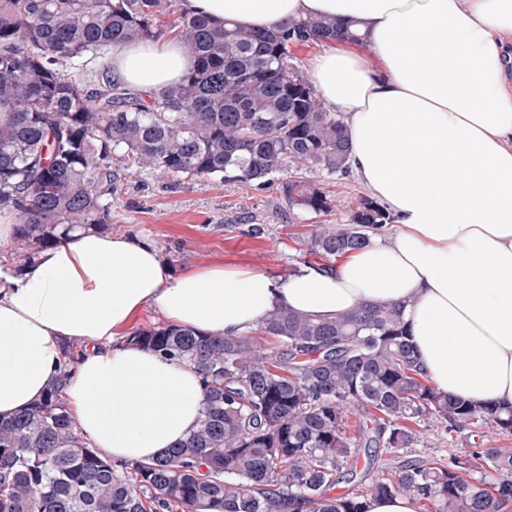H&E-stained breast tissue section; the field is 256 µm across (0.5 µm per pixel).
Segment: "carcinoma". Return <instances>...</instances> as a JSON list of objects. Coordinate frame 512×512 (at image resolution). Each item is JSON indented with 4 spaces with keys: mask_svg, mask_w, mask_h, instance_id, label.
Masks as SVG:
<instances>
[{
    "mask_svg": "<svg viewBox=\"0 0 512 512\" xmlns=\"http://www.w3.org/2000/svg\"><path fill=\"white\" fill-rule=\"evenodd\" d=\"M173 0H0V211L15 213L22 256L76 228L112 229V193L132 172L276 183L292 208L313 213L333 199L302 170L348 174L343 116L328 112L293 65L291 49L359 35L324 16L280 30L205 16L178 19L192 69L152 97L109 77L111 53L164 34ZM391 223L362 197L344 226L319 224L301 245L331 263L365 247ZM247 336L172 325L123 337L201 375L197 429L164 455H99L66 408L62 382L0 421V512H363L370 496L404 494L425 512H512V448L448 458L409 451L415 426H487L512 436V410L446 396L413 356L399 305L311 318L271 311ZM358 416L346 432L347 413ZM397 455L392 477L357 472L362 451ZM343 482L349 489L333 495Z\"/></svg>",
    "mask_w": 512,
    "mask_h": 512,
    "instance_id": "1",
    "label": "carcinoma"
}]
</instances>
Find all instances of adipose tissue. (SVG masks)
Returning a JSON list of instances; mask_svg holds the SVG:
<instances>
[{
  "label": "adipose tissue",
  "mask_w": 512,
  "mask_h": 512,
  "mask_svg": "<svg viewBox=\"0 0 512 512\" xmlns=\"http://www.w3.org/2000/svg\"><path fill=\"white\" fill-rule=\"evenodd\" d=\"M184 13L272 30L324 15L363 42L330 40L307 78L342 113L348 165L393 219L332 267L274 278L213 264L172 273L149 242L72 232L0 270V419L63 380L101 454H164L204 408L197 370L122 343L143 307L216 335L258 329L275 308L333 317L403 307L414 356L440 392L512 409V0H181ZM176 36L125 45L112 73L160 95L190 68ZM82 347L61 374L65 342Z\"/></svg>",
  "instance_id": "ef3b65f1"
}]
</instances>
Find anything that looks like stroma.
<instances>
[{"instance_id":"stroma-1","label":"stroma","mask_w":512,"mask_h":512,"mask_svg":"<svg viewBox=\"0 0 512 512\" xmlns=\"http://www.w3.org/2000/svg\"><path fill=\"white\" fill-rule=\"evenodd\" d=\"M308 180L335 196L332 211L316 215L289 207L280 189L257 191L240 183L146 174L128 176L112 195V233L153 244L179 272L221 261L278 278L303 266L307 256L294 235L313 224L347 223L363 185L353 176L306 171ZM471 431L447 432L433 419L416 428L415 453L444 458L473 445Z\"/></svg>"}]
</instances>
